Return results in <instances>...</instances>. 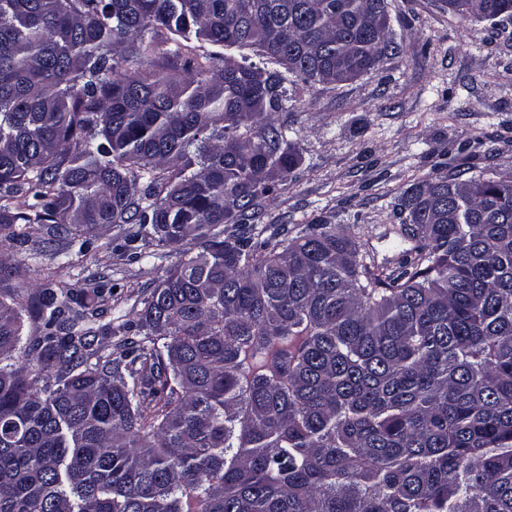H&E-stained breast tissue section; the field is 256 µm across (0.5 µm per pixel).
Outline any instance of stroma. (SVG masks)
<instances>
[{"mask_svg":"<svg viewBox=\"0 0 512 512\" xmlns=\"http://www.w3.org/2000/svg\"><path fill=\"white\" fill-rule=\"evenodd\" d=\"M387 4L399 55L338 86L289 84L284 115L299 164L265 221L293 232L336 225L355 234L376 271L389 274L416 245L397 208L409 184L436 173L512 172V22L462 20L448 0ZM101 238L111 251L72 255L63 275L119 283L128 305L176 262L123 256L115 226Z\"/></svg>","mask_w":512,"mask_h":512,"instance_id":"1","label":"stroma"}]
</instances>
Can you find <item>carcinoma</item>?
I'll return each instance as SVG.
<instances>
[{"label": "carcinoma", "instance_id": "cac0c4a2", "mask_svg": "<svg viewBox=\"0 0 512 512\" xmlns=\"http://www.w3.org/2000/svg\"><path fill=\"white\" fill-rule=\"evenodd\" d=\"M161 31L189 77H115ZM399 53L386 0H0V250L44 255L30 224L55 260L106 224L198 247L105 323L118 284L62 262L0 291V512H512V181L410 184L418 246L386 276L334 224L256 237L298 162L288 76Z\"/></svg>", "mask_w": 512, "mask_h": 512}]
</instances>
